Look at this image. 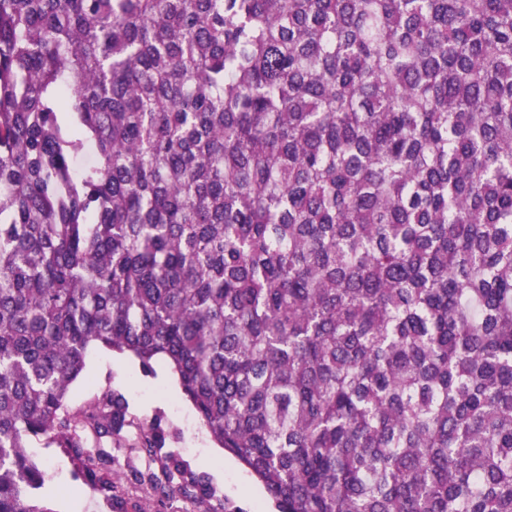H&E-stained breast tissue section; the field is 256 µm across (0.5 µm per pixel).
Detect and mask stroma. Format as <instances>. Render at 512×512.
<instances>
[{
	"label": "stroma",
	"mask_w": 512,
	"mask_h": 512,
	"mask_svg": "<svg viewBox=\"0 0 512 512\" xmlns=\"http://www.w3.org/2000/svg\"><path fill=\"white\" fill-rule=\"evenodd\" d=\"M166 365L155 364L153 373L142 370L131 355L95 348L87 359V374L69 391V406L79 410L95 395L107 390L123 393L136 421L160 422L166 439V453L182 468L199 476L211 489L205 501L208 512H277L262 484L230 453L215 447L198 415L181 391H169L157 381L169 375ZM30 452L46 472L39 494L54 512H194L191 500L181 494L160 499L138 480L140 471H160L161 464L137 448H116L112 454L113 494L107 495L83 485L75 476L72 457L61 448L32 442Z\"/></svg>",
	"instance_id": "stroma-1"
}]
</instances>
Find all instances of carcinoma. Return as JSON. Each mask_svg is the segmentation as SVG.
I'll list each match as a JSON object with an SVG mask.
<instances>
[{"mask_svg":"<svg viewBox=\"0 0 512 512\" xmlns=\"http://www.w3.org/2000/svg\"><path fill=\"white\" fill-rule=\"evenodd\" d=\"M94 345L279 512H512V0H0V512L164 447ZM155 372L146 374L131 355L94 348L87 359V376L75 381L69 391V406L79 411L94 395L109 389L123 393L135 422L158 420L166 448L161 454H172L182 468L199 476L211 489L203 508L210 512H277L262 484L230 453L215 448L198 415L185 398L175 379L170 392L156 382L161 376H173L169 368L153 363ZM220 471L224 477L217 479Z\"/></svg>","mask_w":512,"mask_h":512,"instance_id":"obj_1","label":"carcinoma"}]
</instances>
